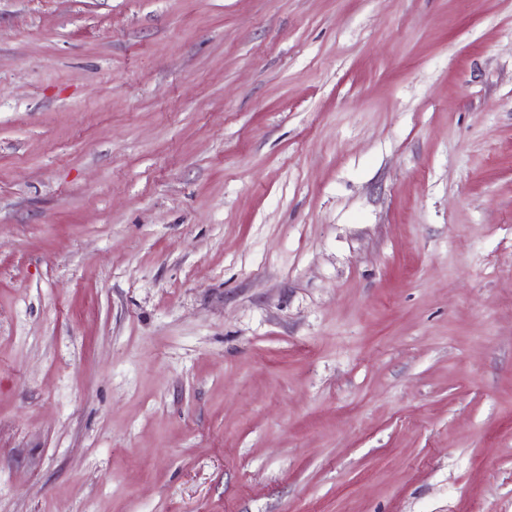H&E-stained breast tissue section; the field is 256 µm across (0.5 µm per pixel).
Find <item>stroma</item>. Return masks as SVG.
<instances>
[{
  "instance_id": "stroma-1",
  "label": "stroma",
  "mask_w": 512,
  "mask_h": 512,
  "mask_svg": "<svg viewBox=\"0 0 512 512\" xmlns=\"http://www.w3.org/2000/svg\"><path fill=\"white\" fill-rule=\"evenodd\" d=\"M0 512H512V0H0Z\"/></svg>"
}]
</instances>
